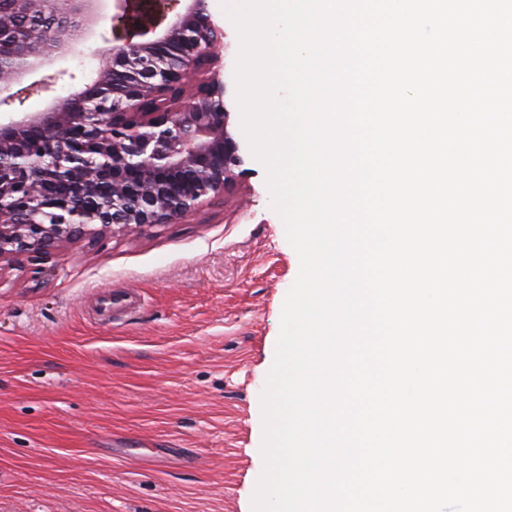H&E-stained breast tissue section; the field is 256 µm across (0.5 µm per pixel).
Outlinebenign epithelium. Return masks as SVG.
<instances>
[{"label":"benign epithelium","mask_w":512,"mask_h":512,"mask_svg":"<svg viewBox=\"0 0 512 512\" xmlns=\"http://www.w3.org/2000/svg\"><path fill=\"white\" fill-rule=\"evenodd\" d=\"M105 0H0V102L49 87L27 82L105 19ZM125 32L98 77L40 112L0 123V263L67 242L182 219L224 199L242 158L226 130L218 77L224 31L203 0L160 34L158 0H115ZM91 104L94 111L78 109Z\"/></svg>","instance_id":"benign-epithelium-1"}]
</instances>
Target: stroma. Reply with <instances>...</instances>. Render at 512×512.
I'll return each mask as SVG.
<instances>
[{
	"label": "stroma",
	"instance_id": "stroma-1",
	"mask_svg": "<svg viewBox=\"0 0 512 512\" xmlns=\"http://www.w3.org/2000/svg\"><path fill=\"white\" fill-rule=\"evenodd\" d=\"M219 77L242 163L223 202L0 268V512H242L263 460L260 395L300 271L235 99L236 30ZM123 32L101 21L43 67L33 112L97 78Z\"/></svg>",
	"mask_w": 512,
	"mask_h": 512
}]
</instances>
